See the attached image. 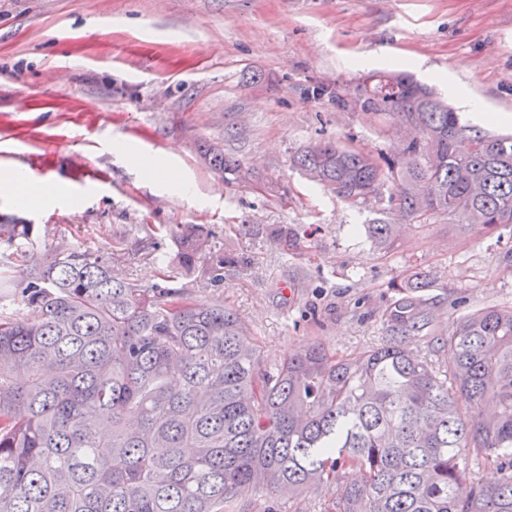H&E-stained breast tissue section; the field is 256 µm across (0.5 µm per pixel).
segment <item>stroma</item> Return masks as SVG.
Wrapping results in <instances>:
<instances>
[{"instance_id":"obj_1","label":"stroma","mask_w":512,"mask_h":512,"mask_svg":"<svg viewBox=\"0 0 512 512\" xmlns=\"http://www.w3.org/2000/svg\"><path fill=\"white\" fill-rule=\"evenodd\" d=\"M383 70L512 113V0H0V175L65 188L31 208L1 199L0 224L30 225L38 255L61 242L116 254L144 284L177 259L167 236L149 252L150 229L205 225L234 263L203 288L201 256L183 281L199 302L223 298L267 366L313 342L339 356L384 344L393 284L418 269L443 326L511 307L512 226L441 216L385 248L367 226L389 217L392 186L351 203L292 167L321 140L390 150L383 116L329 96ZM202 141L278 178L287 199L225 184L200 163ZM284 225L301 229L294 245L277 239ZM338 484L274 506L252 492L243 512H325Z\"/></svg>"}]
</instances>
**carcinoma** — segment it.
<instances>
[{
	"label": "carcinoma",
	"instance_id": "obj_1",
	"mask_svg": "<svg viewBox=\"0 0 512 512\" xmlns=\"http://www.w3.org/2000/svg\"><path fill=\"white\" fill-rule=\"evenodd\" d=\"M352 100L416 135L391 153L322 141L293 165L338 197L366 201L391 183L394 216L433 215L495 230L512 224V136L461 122L408 71L377 72ZM232 186L281 187L222 147H197ZM398 225L368 224L379 245ZM174 268L145 286L112 257L59 244L38 260L30 225L0 224V512H239L243 496L300 495L335 482L328 512H512V307L442 327L434 281L416 271L382 312L387 342L346 356L308 344L273 368L250 329L216 298L177 286L209 231H170ZM19 299L23 317L5 312ZM448 351L437 366L407 348ZM471 454L501 480L486 485Z\"/></svg>",
	"mask_w": 512,
	"mask_h": 512
}]
</instances>
